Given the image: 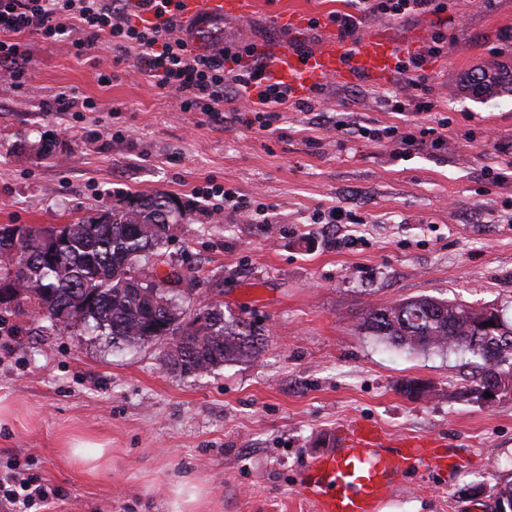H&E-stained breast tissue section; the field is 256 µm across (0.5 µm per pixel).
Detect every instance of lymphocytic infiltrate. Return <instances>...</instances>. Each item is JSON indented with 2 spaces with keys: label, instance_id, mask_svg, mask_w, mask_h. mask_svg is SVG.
Instances as JSON below:
<instances>
[{
  "label": "lymphocytic infiltrate",
  "instance_id": "f902f5d3",
  "mask_svg": "<svg viewBox=\"0 0 512 512\" xmlns=\"http://www.w3.org/2000/svg\"><path fill=\"white\" fill-rule=\"evenodd\" d=\"M443 0H349L345 11L330 13L339 38L355 39L365 17L381 15L399 21L418 12L443 10ZM176 15L153 24L132 23L119 0H0V78L20 85L28 58L25 36L35 35L50 43L66 42L75 56L83 57L101 46L138 52V69L155 86L181 95L184 112H219L225 94L239 103V121L271 128L286 111L291 91L280 81L269 80L267 63L255 44L222 46L208 54L189 49ZM396 136L399 154L411 147L430 145L439 150L448 143L446 123L423 127L418 132L397 133L361 128L360 135L378 141L381 135ZM58 489L42 484L22 469L0 477V505L8 512L61 499Z\"/></svg>",
  "mask_w": 512,
  "mask_h": 512
}]
</instances>
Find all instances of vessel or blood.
I'll return each instance as SVG.
<instances>
[{
    "mask_svg": "<svg viewBox=\"0 0 512 512\" xmlns=\"http://www.w3.org/2000/svg\"><path fill=\"white\" fill-rule=\"evenodd\" d=\"M178 16L187 23L219 20L253 11L255 0H177ZM398 44L389 32L374 30L357 45L332 38L313 52L281 44L269 69L278 81L304 95L331 79L354 82L391 78ZM448 456L432 437H393L375 425L353 422L343 427L337 451L316 457L295 487L318 512H379L395 479L409 471L437 472Z\"/></svg>",
    "mask_w": 512,
    "mask_h": 512,
    "instance_id": "1",
    "label": "vessel or blood"
}]
</instances>
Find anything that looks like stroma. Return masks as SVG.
<instances>
[{
	"label": "stroma",
	"mask_w": 512,
	"mask_h": 512,
	"mask_svg": "<svg viewBox=\"0 0 512 512\" xmlns=\"http://www.w3.org/2000/svg\"><path fill=\"white\" fill-rule=\"evenodd\" d=\"M438 15L367 17L398 45L443 51L426 58L420 86L327 82L270 130L183 112L179 93L138 74L137 53L109 47L76 58L67 44L27 37L21 87L0 83V224H66L162 191L189 203L162 250L194 284L182 308L218 304L265 343L250 359L203 375L160 361L163 343L116 348L90 329L49 322L0 325V473L11 459L67 495L49 512H314L295 498L301 468L328 452L346 421L392 436L448 440L456 473L404 474L380 512H492L512 481V393L485 397L468 352L415 353L359 328L363 311L419 296L496 307L512 321V96L478 101L464 73L512 56V0H446ZM345 0H259L246 16L199 30L200 47L244 40L272 51L308 50L335 35L327 16ZM298 12L318 28H279ZM109 83H101V75ZM96 112H54L60 94ZM427 98L438 110L411 109ZM408 102L403 112L389 103ZM344 120L346 134L334 123ZM448 125V145L396 156L390 138L358 127ZM54 144L49 157L34 150ZM216 184L265 215L247 222ZM340 206L356 223H330ZM418 394L405 392L406 384ZM103 443L96 470L71 447Z\"/></svg>",
	"instance_id": "obj_1"
}]
</instances>
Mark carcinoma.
I'll use <instances>...</instances> for the list:
<instances>
[{
  "mask_svg": "<svg viewBox=\"0 0 512 512\" xmlns=\"http://www.w3.org/2000/svg\"><path fill=\"white\" fill-rule=\"evenodd\" d=\"M478 91L470 76L463 88L476 100L512 95V65L485 68ZM187 203L166 193L132 197L104 220L93 213L68 225L60 253H43L39 224L0 225V283L11 281L15 305L0 303V324L11 317H35L62 330L89 327L116 345L166 340L162 362L186 375H202L227 363L249 359L263 345L244 320H226L219 305L200 325L187 323L176 294L163 287L149 266L181 224ZM494 325H488L489 321ZM361 326L398 349H461L482 362L481 379L501 378L512 391V322L499 311L431 296L369 308Z\"/></svg>",
  "mask_w": 512,
  "mask_h": 512,
  "instance_id": "carcinoma-1",
  "label": "carcinoma"
}]
</instances>
